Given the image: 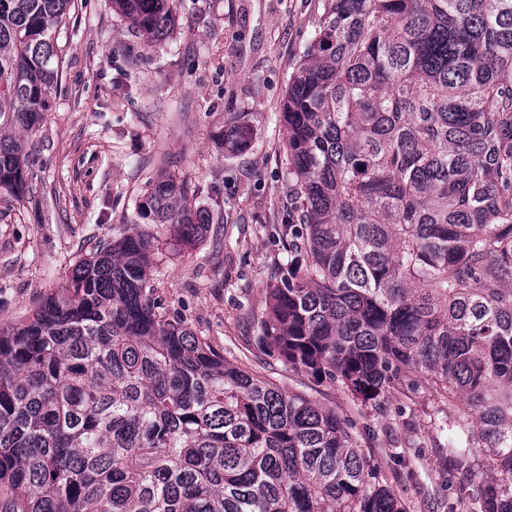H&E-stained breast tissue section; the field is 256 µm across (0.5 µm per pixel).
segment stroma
I'll list each match as a JSON object with an SVG mask.
<instances>
[{"instance_id":"35a3bbf8","label":"stroma","mask_w":512,"mask_h":512,"mask_svg":"<svg viewBox=\"0 0 512 512\" xmlns=\"http://www.w3.org/2000/svg\"><path fill=\"white\" fill-rule=\"evenodd\" d=\"M326 0H176L169 36L149 44L112 0H70L57 39L50 110L28 137L29 190L0 189V321L18 323L64 286L74 264L140 225L155 237L152 285L169 321L189 327L226 362L270 374L350 419L371 469L407 512H448L446 454L427 384L395 393L384 411L357 408L338 387L280 372L253 342L252 320L288 254L291 211L282 108L288 80ZM246 145L228 143L231 126ZM188 185L211 217L198 245L141 218L159 177ZM406 451L402 462L392 447Z\"/></svg>"}]
</instances>
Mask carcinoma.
I'll use <instances>...</instances> for the list:
<instances>
[{
	"instance_id": "carcinoma-1",
	"label": "carcinoma",
	"mask_w": 512,
	"mask_h": 512,
	"mask_svg": "<svg viewBox=\"0 0 512 512\" xmlns=\"http://www.w3.org/2000/svg\"><path fill=\"white\" fill-rule=\"evenodd\" d=\"M70 0H0V189L26 192ZM148 42L175 0H112ZM288 259L256 319L281 370L382 410L428 384L449 512H512V0H327L283 103ZM140 214L203 239L158 179ZM135 226L0 323V512H406L353 424L169 322ZM486 449L485 474L474 453Z\"/></svg>"
}]
</instances>
